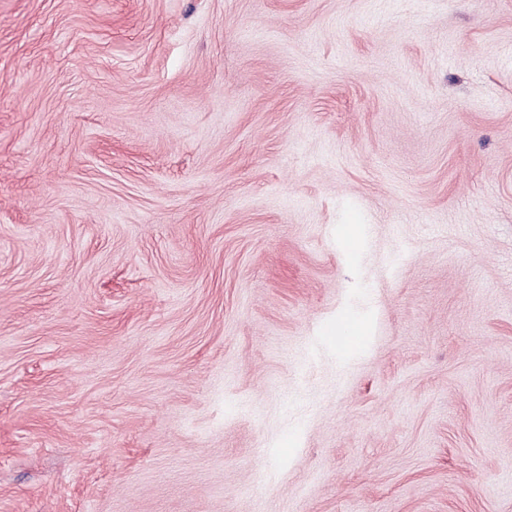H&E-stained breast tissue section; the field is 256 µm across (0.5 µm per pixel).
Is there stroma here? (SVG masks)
<instances>
[{"label":"stroma","mask_w":512,"mask_h":512,"mask_svg":"<svg viewBox=\"0 0 512 512\" xmlns=\"http://www.w3.org/2000/svg\"><path fill=\"white\" fill-rule=\"evenodd\" d=\"M0 512H512V0H0Z\"/></svg>","instance_id":"35a3bbf8"}]
</instances>
